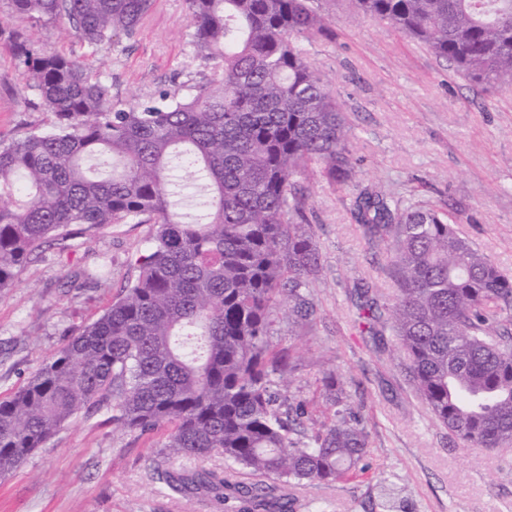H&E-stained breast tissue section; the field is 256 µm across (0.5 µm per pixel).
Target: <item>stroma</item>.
Here are the masks:
<instances>
[{"mask_svg": "<svg viewBox=\"0 0 512 512\" xmlns=\"http://www.w3.org/2000/svg\"><path fill=\"white\" fill-rule=\"evenodd\" d=\"M329 35L305 43L331 82L352 127L356 186L323 178L310 185L308 215L319 270L307 293L312 328L297 335L278 313L272 344L302 353L287 394L309 414L331 413L323 377L343 383L347 405L369 432L356 478L294 495L300 512H512V447L479 448L451 436L418 397L391 328L361 324L366 297L391 303L383 246L350 214L357 188L448 212L459 232L512 276V88L464 77L386 23L356 13L349 0L332 10ZM79 59L109 86L112 100L152 97L171 82L198 81L184 0H155L133 38L87 48L55 26H34L0 0V140L23 125L44 128L52 115L8 49L15 34ZM147 224H111L53 244L0 291V397L22 387L72 333L96 319L134 278V260L150 245ZM106 258L101 283L66 282ZM169 427L142 434L113 424L107 412L78 417L14 471L0 474V512H224L209 496L173 494L159 471L220 469L224 461L169 458Z\"/></svg>", "mask_w": 512, "mask_h": 512, "instance_id": "stroma-1", "label": "stroma"}]
</instances>
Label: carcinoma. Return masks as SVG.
<instances>
[{
  "label": "carcinoma",
  "instance_id": "1",
  "mask_svg": "<svg viewBox=\"0 0 512 512\" xmlns=\"http://www.w3.org/2000/svg\"><path fill=\"white\" fill-rule=\"evenodd\" d=\"M327 2L185 0L196 57L214 65L186 95L124 105L79 60L12 38L26 87L54 121L0 141V290L74 225L153 233L134 281L0 397L1 474L78 415L106 410L141 434L172 425L173 456H223L222 470L159 479L178 495H212L226 512H296L292 487L353 476L366 428L339 410L305 428V405L273 380L299 356L269 341L285 303L298 325L313 321L303 182L356 179L342 104L301 46L328 31ZM352 2L472 81L512 86V0ZM11 5L35 26L68 23L98 49L133 37L154 0ZM350 212L389 255L387 321L419 397L459 439L512 446V277L425 203L370 187Z\"/></svg>",
  "mask_w": 512,
  "mask_h": 512
}]
</instances>
